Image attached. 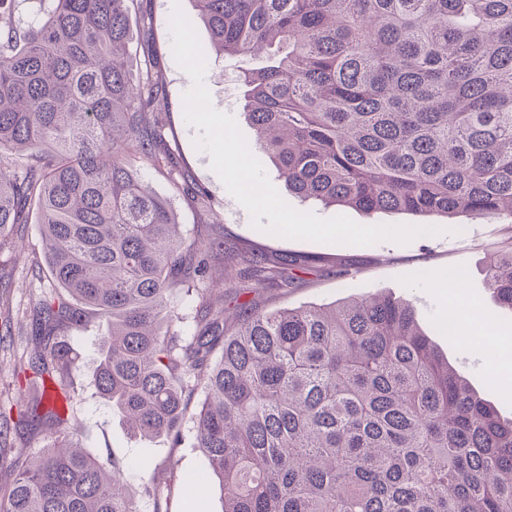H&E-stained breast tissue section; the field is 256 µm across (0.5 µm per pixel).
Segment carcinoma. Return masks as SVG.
<instances>
[{
	"label": "carcinoma",
	"instance_id": "1",
	"mask_svg": "<svg viewBox=\"0 0 512 512\" xmlns=\"http://www.w3.org/2000/svg\"><path fill=\"white\" fill-rule=\"evenodd\" d=\"M0 0V251L35 213L53 288L35 310L31 414L49 423L0 512H139L78 445L64 328L109 319L93 382L141 438L179 444L188 402L223 512H512V419L448 363L404 298L302 308L208 301L212 239L183 237L158 168L163 84L127 72L138 0ZM238 63L263 156L302 201L512 220V0H194ZM263 55L265 64L251 66ZM241 291L291 287L297 258L237 251ZM486 287L512 310V235ZM198 301L186 336L174 299Z\"/></svg>",
	"mask_w": 512,
	"mask_h": 512
}]
</instances>
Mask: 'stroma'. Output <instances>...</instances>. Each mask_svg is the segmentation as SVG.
<instances>
[{
  "instance_id": "1",
  "label": "stroma",
  "mask_w": 512,
  "mask_h": 512,
  "mask_svg": "<svg viewBox=\"0 0 512 512\" xmlns=\"http://www.w3.org/2000/svg\"><path fill=\"white\" fill-rule=\"evenodd\" d=\"M177 8L186 14L195 11L193 0H141V14L131 22L133 40L129 68L132 75H139L145 58L149 57L163 79L166 97L163 135L169 164L157 169L140 161L136 167L158 193L171 197L179 214L182 234L190 239L217 235L223 240L224 252L229 257L244 242L253 243L268 254L313 256L314 264L293 287L264 288L252 294V301L268 309L330 303L375 292L410 299L420 325L441 352L466 374L474 390L491 399L502 418H512V395L492 387L496 378L512 381V368L493 377L470 365L471 343L445 327L448 308L442 289L418 279L425 267L441 274L462 272L465 290L461 303H475L491 314L489 327L484 331L486 344L496 347L511 344L512 310L495 303L485 285L483 266L486 257L512 230L503 223L463 214L451 218L436 216L432 222L442 227L440 235L418 237L406 243L384 240L369 246H352L288 239L256 229L248 211L241 208L212 170L208 152L195 146L198 131L184 119L183 96L192 84L173 56L170 19ZM204 84L212 106L231 115L247 144H254V130L241 105L235 61L225 57L209 58ZM264 171L286 203L301 212L322 218L341 214L366 226L409 225L420 221L419 216L411 214L369 215L354 209L303 202L289 195L273 164H265ZM40 256V227L34 223L25 225L14 250L0 253V298L9 305L8 315L0 317V422L8 426L7 439L0 444V489L12 481L15 465L45 443L44 428L26 430L17 425L19 411L24 407L25 388L19 359L34 348L33 313L50 290L48 275L35 273L34 263ZM345 268L355 270V277H341L340 272ZM106 331L107 321L102 317L94 318L92 328L69 331V342L74 349L71 377L79 393L72 419L80 427L81 447L103 465L117 464L123 468L141 512H152L156 503L161 504L165 512H222L218 481H210L196 497L189 495L179 481L182 475L206 468V461L195 446L193 427H186L183 440L177 446L164 437L154 440L132 437L119 415L97 394L92 374ZM172 463L177 466L176 482L162 477L156 483H149L147 468L163 470Z\"/></svg>"
}]
</instances>
